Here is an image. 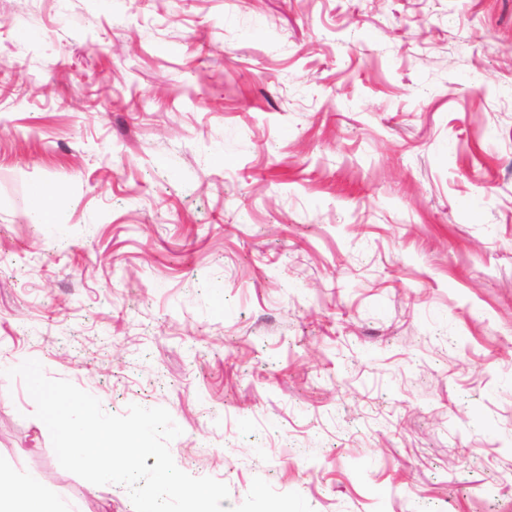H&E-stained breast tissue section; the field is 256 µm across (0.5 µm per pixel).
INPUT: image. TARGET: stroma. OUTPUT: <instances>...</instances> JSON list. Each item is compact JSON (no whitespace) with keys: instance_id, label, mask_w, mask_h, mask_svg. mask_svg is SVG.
<instances>
[{"instance_id":"1","label":"stroma","mask_w":512,"mask_h":512,"mask_svg":"<svg viewBox=\"0 0 512 512\" xmlns=\"http://www.w3.org/2000/svg\"><path fill=\"white\" fill-rule=\"evenodd\" d=\"M512 0H0V475L80 512L6 369L163 407L313 512H512Z\"/></svg>"}]
</instances>
